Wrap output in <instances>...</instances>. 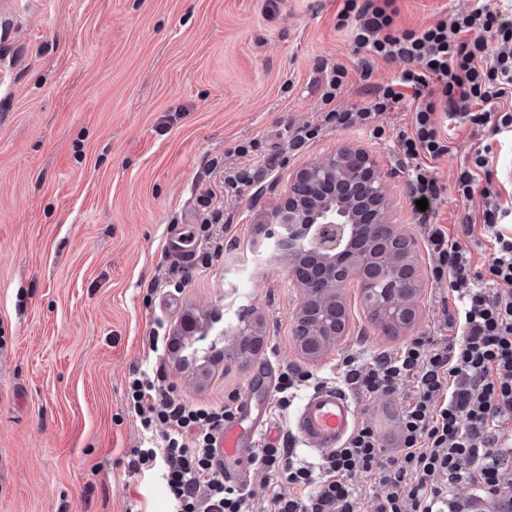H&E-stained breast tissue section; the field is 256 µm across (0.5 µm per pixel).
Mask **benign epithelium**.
Here are the masks:
<instances>
[{
  "mask_svg": "<svg viewBox=\"0 0 512 512\" xmlns=\"http://www.w3.org/2000/svg\"><path fill=\"white\" fill-rule=\"evenodd\" d=\"M387 209L376 160L347 145L297 169L285 198L256 222L255 243L280 252L300 288L295 336L304 354L318 357L343 335L327 309H344L341 288L353 277L387 323L413 325L421 288L414 242L389 223Z\"/></svg>",
  "mask_w": 512,
  "mask_h": 512,
  "instance_id": "benign-epithelium-1",
  "label": "benign epithelium"
}]
</instances>
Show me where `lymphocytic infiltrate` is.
<instances>
[{"mask_svg":"<svg viewBox=\"0 0 512 512\" xmlns=\"http://www.w3.org/2000/svg\"><path fill=\"white\" fill-rule=\"evenodd\" d=\"M395 0H343L339 26L350 29L363 78L375 60L400 62L399 76L371 89L370 102L345 108L340 98L348 72L334 68L321 95L323 125L366 128L403 100L413 106L410 131L400 137L402 163L409 169L413 200L436 201L438 179L431 166L449 151L448 126L495 118L496 132L512 130V23L501 21L485 0L466 14L439 19L420 29H397ZM485 151H475L461 166L455 187L471 200L481 195L480 217L464 214L460 236L429 221L422 211L427 250L436 282H448L457 313L448 320L451 337L434 342L416 338L380 354L371 366L353 356L340 362L347 384L361 397L389 395L410 385L401 416V448L388 453L372 426L353 427L341 447L317 466L298 461L289 448L265 443L251 460L271 490L254 503L251 493L226 480L216 460L217 439L233 417L230 407L194 406L177 399L172 386L146 373L132 376L129 396L142 429L158 431L152 446L131 451V472L161 468L169 494V512H360L353 475L379 471L385 495L373 512H512V498L499 496L502 472L512 461V298L500 287L512 286V234H504L505 215L497 202ZM491 242L492 258L483 284L470 276L472 255L463 243L474 222ZM295 488L292 496L279 487ZM468 487L467 497L456 494Z\"/></svg>","mask_w":512,"mask_h":512,"instance_id":"obj_1","label":"lymphocytic infiltrate"}]
</instances>
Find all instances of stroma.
I'll use <instances>...</instances> for the list:
<instances>
[{"mask_svg": "<svg viewBox=\"0 0 512 512\" xmlns=\"http://www.w3.org/2000/svg\"><path fill=\"white\" fill-rule=\"evenodd\" d=\"M471 0H396L398 27L418 29ZM342 0H0V512H167L157 478L131 472L144 433L126 399L129 376L161 372L176 397L237 406L263 366L316 375L343 356L371 363L418 337L448 336L447 284L431 277L400 163L402 103L375 129L321 123V94L348 71L341 103L360 107L366 83L396 79L378 62L363 80ZM319 127L301 148L297 130ZM253 143L248 156L235 152ZM433 163L436 224L458 232L481 197L460 199L455 177L490 145V169L512 165V136L488 125L452 129ZM370 152L386 174L388 220L412 237L423 282L413 327L386 333L358 281L342 290L346 332L319 358L294 334L301 293L284 259L257 255L256 222L288 192L295 169L342 145ZM258 171L224 188V170ZM212 199L204 208L201 197ZM222 213L212 222V209ZM196 231L179 287L167 248ZM197 321L188 358L150 338ZM251 321L259 350L238 351Z\"/></svg>", "mask_w": 512, "mask_h": 512, "instance_id": "35a3bbf8", "label": "stroma"}]
</instances>
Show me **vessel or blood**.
Wrapping results in <instances>:
<instances>
[{
	"label": "vessel or blood",
	"mask_w": 512,
	"mask_h": 512,
	"mask_svg": "<svg viewBox=\"0 0 512 512\" xmlns=\"http://www.w3.org/2000/svg\"><path fill=\"white\" fill-rule=\"evenodd\" d=\"M356 419V407L350 396L339 387L325 386L303 400L288 430L310 450H326L341 447ZM270 427V415L264 402L250 394L243 397L237 416L225 423L218 440L219 459L241 465L240 470L231 475L234 482H244L243 467L249 464L261 432Z\"/></svg>",
	"instance_id": "1"
}]
</instances>
